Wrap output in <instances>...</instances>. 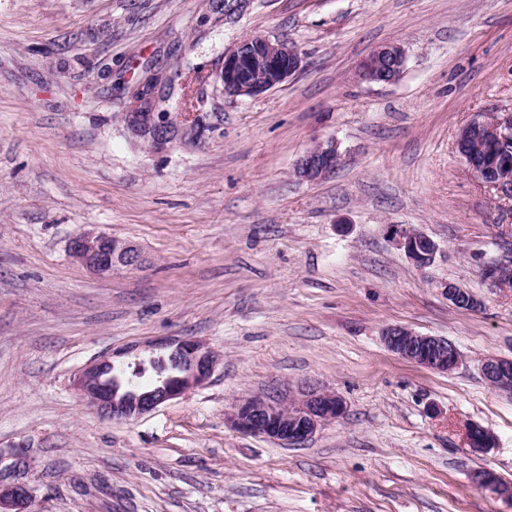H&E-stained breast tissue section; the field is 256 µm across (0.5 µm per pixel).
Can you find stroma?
<instances>
[{"label":"stroma","instance_id":"1","mask_svg":"<svg viewBox=\"0 0 512 512\" xmlns=\"http://www.w3.org/2000/svg\"><path fill=\"white\" fill-rule=\"evenodd\" d=\"M284 39L302 66L256 97L226 96L225 52ZM404 51L394 82L357 64ZM192 99L200 130L134 131ZM512 111V0H0V484L21 512H512L476 488L512 483V399L481 374L512 359V200L455 149ZM335 140L310 183L296 161ZM438 246L417 267L395 232ZM146 264L96 276L69 255L81 231ZM479 300L452 306L441 283ZM399 325L451 341L440 374L387 349ZM195 337L220 354L210 383L129 422L73 388L92 360ZM336 391L344 415L297 445L224 413L278 385ZM478 425L490 448L469 447ZM405 57L401 47L383 45L371 52L357 67V77L368 84H388L403 70ZM340 161L336 142H320L307 151L295 164L294 175L307 182H315L330 172ZM471 482L479 489L495 492L500 497L512 500V484L504 483L499 476L490 469H481L471 474Z\"/></svg>","mask_w":512,"mask_h":512}]
</instances>
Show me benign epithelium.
I'll list each match as a JSON object with an SVG mask.
<instances>
[{
  "mask_svg": "<svg viewBox=\"0 0 512 512\" xmlns=\"http://www.w3.org/2000/svg\"><path fill=\"white\" fill-rule=\"evenodd\" d=\"M405 57L401 47L383 45L371 52L357 67V77L368 84H388L403 70ZM302 58L298 50L285 40L252 36L239 41L224 55L219 80L229 97H255L285 82L300 70ZM200 113L177 112L174 120L181 130L194 133ZM482 140L493 144L512 138V113L493 115L486 120L468 124ZM340 161L336 142H320L307 151L295 164L294 175L315 182L330 172ZM503 196L512 198V173L494 181L480 178ZM398 245L418 267L430 265L438 252L437 244L425 233L405 230ZM69 254L89 272L101 277L112 276L117 268L140 269L143 259L135 246L112 244V236L80 232L70 241ZM484 276L494 288L505 287L512 279V268L490 264ZM443 294L455 307L477 302L466 290L451 284L443 285ZM387 348L400 358L423 368L450 373L461 363L455 346L444 338L418 334L403 326H391L382 333ZM149 360L131 349L123 352L125 360L111 357L96 359L81 368L73 386L102 417L112 421L137 419L162 403L205 387L220 362V355L194 337L149 345ZM153 367L154 376L148 389L138 386L133 376ZM485 381L496 391L512 396V360L487 357L481 364ZM345 412L343 399L335 392L317 386H305L297 391L288 387L255 393L234 404L225 420L234 429L275 439L293 445L309 439L318 428L339 419ZM494 437L480 426L468 430L472 448L488 447ZM471 482L512 500V484L503 482L490 469L471 474ZM28 492L22 485H0V509L25 503Z\"/></svg>",
  "mask_w": 512,
  "mask_h": 512,
  "instance_id": "benign-epithelium-1",
  "label": "benign epithelium"
}]
</instances>
